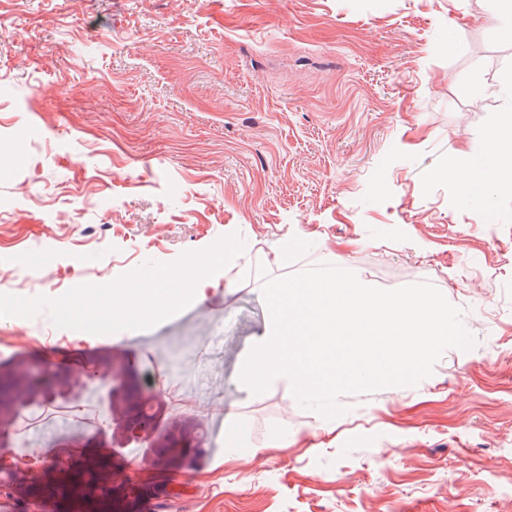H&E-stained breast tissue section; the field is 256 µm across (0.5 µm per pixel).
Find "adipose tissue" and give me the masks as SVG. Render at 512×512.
<instances>
[{
    "instance_id": "ef3b65f1",
    "label": "adipose tissue",
    "mask_w": 512,
    "mask_h": 512,
    "mask_svg": "<svg viewBox=\"0 0 512 512\" xmlns=\"http://www.w3.org/2000/svg\"><path fill=\"white\" fill-rule=\"evenodd\" d=\"M451 174L460 183L463 195L472 200L484 198L492 191L512 194V107L501 112L482 158L474 164L452 168ZM233 254L234 247L229 243L209 253L190 254L181 266L167 269L148 295H132L122 288L90 300L87 307L99 313L118 308L127 316L170 314L173 310L169 297L171 284L182 282L187 288H194L195 274L231 260Z\"/></svg>"
}]
</instances>
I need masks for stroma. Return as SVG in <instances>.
<instances>
[{
	"mask_svg": "<svg viewBox=\"0 0 512 512\" xmlns=\"http://www.w3.org/2000/svg\"><path fill=\"white\" fill-rule=\"evenodd\" d=\"M492 0H0V360L111 348L153 399L159 439L207 433L183 471L109 460L115 512H512V195L463 203L446 175L496 127L512 37ZM287 264L271 263L288 238ZM233 242L205 298L96 325L87 279H152ZM329 263L369 285L427 281L473 344L413 386L345 393L326 419L291 389L246 391L264 277ZM266 275H259L258 265ZM236 428L247 454L223 448ZM287 433V443L274 437ZM31 457L83 454L48 426Z\"/></svg>",
	"mask_w": 512,
	"mask_h": 512,
	"instance_id": "1",
	"label": "stroma"
}]
</instances>
